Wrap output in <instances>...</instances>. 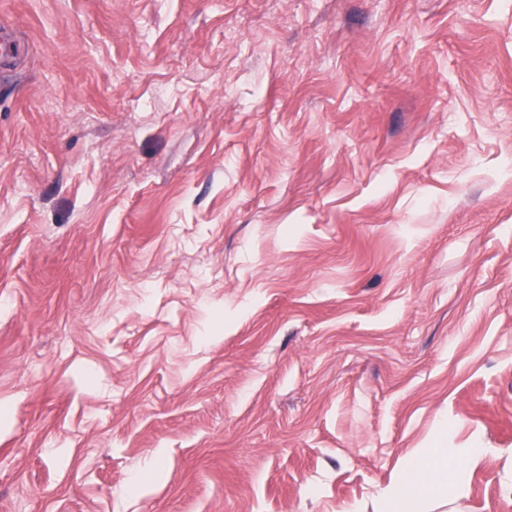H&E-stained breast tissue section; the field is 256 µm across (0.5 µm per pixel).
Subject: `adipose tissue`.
Returning <instances> with one entry per match:
<instances>
[{
    "mask_svg": "<svg viewBox=\"0 0 512 512\" xmlns=\"http://www.w3.org/2000/svg\"><path fill=\"white\" fill-rule=\"evenodd\" d=\"M386 512H420L431 501L448 498V451L425 448L409 460L396 483L380 494Z\"/></svg>",
    "mask_w": 512,
    "mask_h": 512,
    "instance_id": "1",
    "label": "adipose tissue"
}]
</instances>
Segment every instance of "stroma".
<instances>
[{
	"mask_svg": "<svg viewBox=\"0 0 512 512\" xmlns=\"http://www.w3.org/2000/svg\"><path fill=\"white\" fill-rule=\"evenodd\" d=\"M0 512H512V0H0ZM384 511L422 512L431 501L448 502V451L424 448L409 460L396 483L380 494Z\"/></svg>",
	"mask_w": 512,
	"mask_h": 512,
	"instance_id": "1",
	"label": "stroma"
}]
</instances>
